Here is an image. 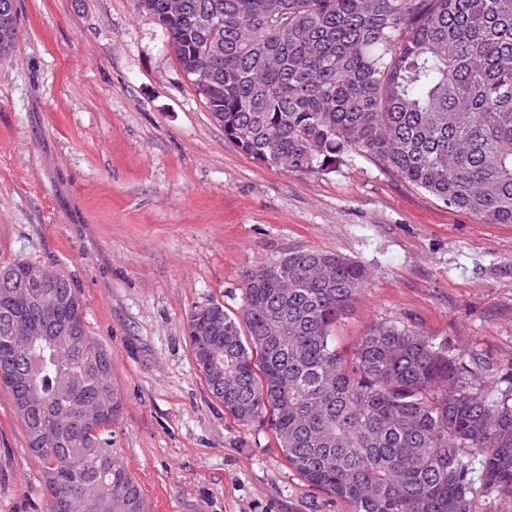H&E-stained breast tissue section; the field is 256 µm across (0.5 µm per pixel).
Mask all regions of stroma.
Segmentation results:
<instances>
[{
  "instance_id": "1",
  "label": "stroma",
  "mask_w": 512,
  "mask_h": 512,
  "mask_svg": "<svg viewBox=\"0 0 512 512\" xmlns=\"http://www.w3.org/2000/svg\"><path fill=\"white\" fill-rule=\"evenodd\" d=\"M0 61V264L62 270L112 350V449L149 512H349L289 469L267 428L212 397L187 336L194 305L232 312L245 269L303 250L370 276L336 329L416 326L508 390L512 224H481L378 162L261 165L225 140L138 0H16ZM42 474L0 388V512H45ZM17 38V14L0 11V53L11 54Z\"/></svg>"
}]
</instances>
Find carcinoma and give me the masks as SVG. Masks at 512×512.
<instances>
[{
    "instance_id": "1",
    "label": "carcinoma",
    "mask_w": 512,
    "mask_h": 512,
    "mask_svg": "<svg viewBox=\"0 0 512 512\" xmlns=\"http://www.w3.org/2000/svg\"><path fill=\"white\" fill-rule=\"evenodd\" d=\"M162 27L224 137L256 162L326 170L365 154L482 224H512V0H138ZM17 17L0 11V53ZM368 274L297 251L242 273V304L192 307L193 355L224 343L211 395L267 426L288 468L351 512H475L512 505V395L413 325H371L347 351L334 329ZM0 279V386L39 465L47 512H147L113 454L123 396L112 350L88 331L8 342L39 304ZM43 293L78 294L65 275ZM54 434L42 439L47 425ZM122 486L127 494L114 489Z\"/></svg>"
}]
</instances>
